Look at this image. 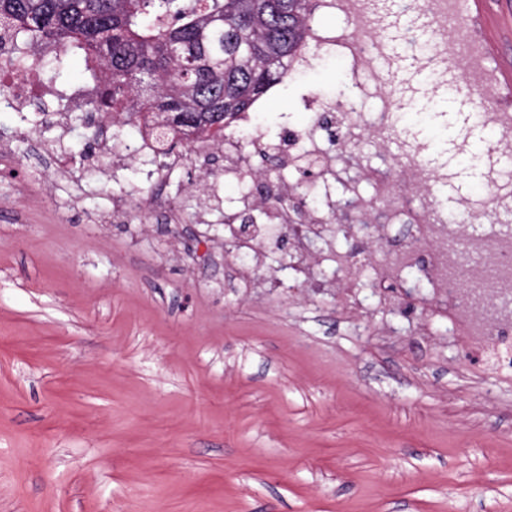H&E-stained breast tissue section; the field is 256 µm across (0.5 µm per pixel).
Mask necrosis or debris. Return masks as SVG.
I'll list each match as a JSON object with an SVG mask.
<instances>
[{
    "label": "necrosis or debris",
    "mask_w": 512,
    "mask_h": 512,
    "mask_svg": "<svg viewBox=\"0 0 512 512\" xmlns=\"http://www.w3.org/2000/svg\"><path fill=\"white\" fill-rule=\"evenodd\" d=\"M405 2L419 4L429 18L438 37L437 54L450 63L464 61V92H485L488 70L484 57L470 45L469 30L448 27L449 19L457 15L458 0ZM320 5L352 20L348 34L335 39L334 44L354 70L368 71L370 79L382 85V104L365 111L354 88L346 87L342 95L345 106L334 125L327 127L315 122L305 131L293 132V142L304 143L306 155L321 163V144L334 134L352 143L368 138L378 153L389 157L388 168L365 174L374 186L371 197L354 199L359 223L378 225L383 233L393 224L414 228L415 238L407 248L377 254L376 263L383 279L398 285L407 268H420L434 293L448 301L451 331L484 350L499 351L512 335V320L487 313L485 305L498 295L512 294V232H502L499 225L484 223L483 218L511 207L512 193L505 190L498 172H489L484 211L471 210L466 200H459L457 212L465 221L449 223L433 202L441 176L431 168L421 150L410 149L400 156L390 151L391 135L396 130V104L389 76L372 69L374 60L385 55L386 47L375 35L369 0H320ZM41 57L38 51L19 52L12 39L0 45V102L17 105L37 97L44 103L54 100L65 107L75 106L74 94L45 82ZM320 174L328 185L337 176L336 170L323 163Z\"/></svg>",
    "instance_id": "4bbe7bcc"
}]
</instances>
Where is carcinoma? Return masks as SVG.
Segmentation results:
<instances>
[{
	"mask_svg": "<svg viewBox=\"0 0 512 512\" xmlns=\"http://www.w3.org/2000/svg\"><path fill=\"white\" fill-rule=\"evenodd\" d=\"M318 0H0V33L84 59L90 104L155 125L169 149L188 130L217 138L308 48Z\"/></svg>",
	"mask_w": 512,
	"mask_h": 512,
	"instance_id": "cac0c4a2",
	"label": "carcinoma"
}]
</instances>
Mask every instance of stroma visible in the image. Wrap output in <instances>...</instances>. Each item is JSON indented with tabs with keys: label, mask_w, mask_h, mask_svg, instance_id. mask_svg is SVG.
I'll use <instances>...</instances> for the list:
<instances>
[{
	"label": "stroma",
	"mask_w": 512,
	"mask_h": 512,
	"mask_svg": "<svg viewBox=\"0 0 512 512\" xmlns=\"http://www.w3.org/2000/svg\"><path fill=\"white\" fill-rule=\"evenodd\" d=\"M401 138L422 142L440 201L483 208L466 169L473 132L461 72L409 65L410 21L373 0ZM309 66L246 112L235 137L257 182L224 178V150L136 159V127L91 113L0 104V512H512V376L448 331L420 273L377 287L370 245L337 216L383 169L370 140L322 144L338 171L307 213L327 229L297 256L290 233L226 253L225 218L258 185L291 186L286 129L336 104L341 56Z\"/></svg>",
	"instance_id": "obj_1"
}]
</instances>
